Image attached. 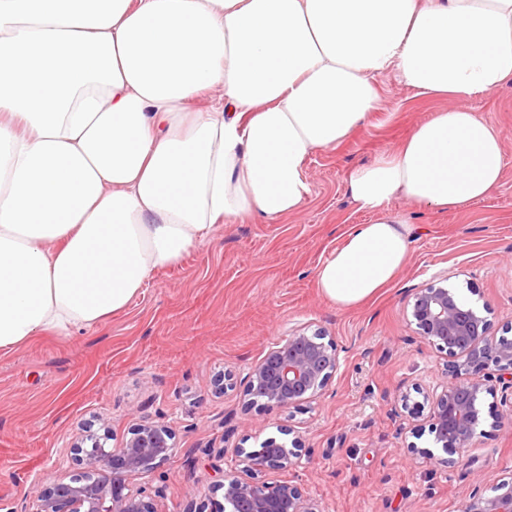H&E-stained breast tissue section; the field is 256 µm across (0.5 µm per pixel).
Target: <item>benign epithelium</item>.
<instances>
[{
    "label": "benign epithelium",
    "instance_id": "benign-epithelium-1",
    "mask_svg": "<svg viewBox=\"0 0 512 512\" xmlns=\"http://www.w3.org/2000/svg\"><path fill=\"white\" fill-rule=\"evenodd\" d=\"M435 278L414 290L406 314L415 333L445 354V380L428 388L415 386L400 393L398 404L413 425L411 435L433 436L434 447L452 464L475 447L486 419L498 428L512 416V404L501 412L484 399L496 394V385L512 388V336L489 337L491 311L462 300ZM339 368L334 340L322 329L294 331L281 345L269 349L248 374L246 409L260 411L302 409L328 387ZM108 430H88L71 445L80 472L39 479L31 485L33 512H158L144 488L133 489L126 481L102 483L97 476L122 472L152 475L173 454L175 433L166 423L143 420L131 429L120 445L108 444ZM302 439L290 445L271 437L260 448H237L244 469L218 471L215 490L223 491L226 512H322L289 481L270 482L266 472L301 464ZM492 496L474 495L464 512H512V480L498 484Z\"/></svg>",
    "mask_w": 512,
    "mask_h": 512
}]
</instances>
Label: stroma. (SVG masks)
<instances>
[{"label": "stroma", "mask_w": 512, "mask_h": 512, "mask_svg": "<svg viewBox=\"0 0 512 512\" xmlns=\"http://www.w3.org/2000/svg\"><path fill=\"white\" fill-rule=\"evenodd\" d=\"M378 86L377 112L336 147L309 154L311 194L298 213L215 225L178 265L155 270L122 312L0 350V507L32 512L35 479L77 473L68 447L99 417L115 446L146 418L173 428L170 459L129 480L153 494L159 512H183L192 499L218 512L212 467H239L236 448H259L285 426L303 439L301 464L266 477L298 485L323 512H463L472 491L489 495L512 479V424L489 430L446 469L408 451L407 423L395 412L400 390L444 376V354L406 318L409 290L444 276L463 300L491 307L492 336L512 324V83L466 102L502 134L500 187L445 213L392 201L412 224L408 260L374 297L342 308L317 287L316 270L371 219L355 206L348 173L397 149L439 107L396 74ZM301 325L333 337L336 376L307 408L246 411L249 367ZM225 371L232 385L215 394Z\"/></svg>", "instance_id": "1"}]
</instances>
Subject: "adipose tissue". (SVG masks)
I'll return each instance as SVG.
<instances>
[{
  "label": "adipose tissue",
  "mask_w": 512,
  "mask_h": 512,
  "mask_svg": "<svg viewBox=\"0 0 512 512\" xmlns=\"http://www.w3.org/2000/svg\"><path fill=\"white\" fill-rule=\"evenodd\" d=\"M389 71L451 105L350 170L371 219L316 272L344 308L406 263L393 200L500 185L501 134L463 102L512 81V0H0V349L125 310L214 225L298 212L309 153L377 111Z\"/></svg>",
  "instance_id": "1"
}]
</instances>
